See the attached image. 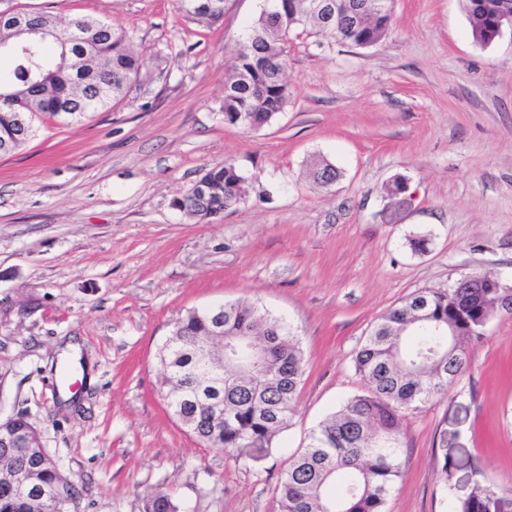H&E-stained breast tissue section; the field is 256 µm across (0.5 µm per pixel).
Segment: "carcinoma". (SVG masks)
<instances>
[{
	"label": "carcinoma",
	"mask_w": 512,
	"mask_h": 512,
	"mask_svg": "<svg viewBox=\"0 0 512 512\" xmlns=\"http://www.w3.org/2000/svg\"><path fill=\"white\" fill-rule=\"evenodd\" d=\"M281 19L260 14L247 49L236 54L233 74L224 84V123L263 126L284 111L291 96L284 70L288 36L298 28L329 32L352 45L372 47L387 36L393 14L371 20L359 31L326 27L317 17L303 18L306 0H286ZM472 38L488 44L494 19L512 14V0H462ZM184 14L221 21L224 7L210 0H177ZM80 30L86 55L83 75H75L67 52L71 28L56 17L27 14L25 29L0 19L3 52L13 66L0 71V144L7 154L23 149L38 126L16 125L19 112H37L62 123L81 121L121 101L144 57L131 48L132 35L121 25L89 16L71 18ZM29 29L56 33L38 41ZM312 180L327 186L339 177L332 164L319 162ZM205 192L182 194L181 211L203 220L224 216L246 196V179L226 161L209 168ZM501 310L494 288H426L391 308L372 325L354 359L365 390L330 413L308 436L305 448L289 461L276 486L277 512H384L387 497L403 476L402 420L411 411L444 396L469 362L467 343L479 342L492 314ZM453 322L459 348L448 351L442 335ZM221 328L222 336L212 335ZM159 347L157 360L168 386L172 414L198 439L235 460L260 462L271 454L274 438L285 427L302 381L304 354L285 321L253 303L225 302L218 308L191 310ZM224 344L234 361L224 360L223 382L206 371L200 347ZM20 433L24 444L0 447V512H64L75 496L46 449L37 447V429L22 414L0 421ZM19 468L34 470V483L23 496L8 478ZM497 490L476 484L471 494L452 501L451 512H488ZM145 512H179L164 492L148 495Z\"/></svg>",
	"instance_id": "obj_1"
}]
</instances>
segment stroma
I'll return each instance as SVG.
<instances>
[{
	"label": "stroma",
	"mask_w": 512,
	"mask_h": 512,
	"mask_svg": "<svg viewBox=\"0 0 512 512\" xmlns=\"http://www.w3.org/2000/svg\"><path fill=\"white\" fill-rule=\"evenodd\" d=\"M12 5L123 25L145 65L110 110L45 120L0 158V419L38 429L78 491L67 512H144L156 491L182 512H276L289 456L364 391L354 358L381 314L465 275L512 281V36L476 44L461 0H395L376 46L293 39L286 108L243 129L224 122V82L264 0H227L215 25L175 0ZM318 159L340 171L330 186L307 176ZM227 160L242 203L208 223L173 208ZM226 301L285 318L305 356L258 463L181 426L156 360L178 319ZM402 460L385 512H449L477 482L512 512V314L404 419Z\"/></svg>",
	"instance_id": "obj_1"
}]
</instances>
